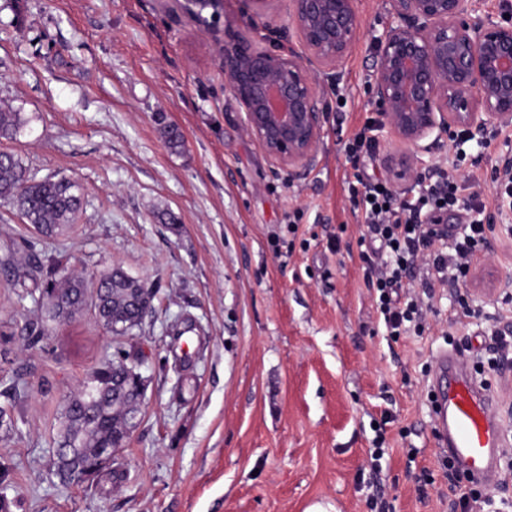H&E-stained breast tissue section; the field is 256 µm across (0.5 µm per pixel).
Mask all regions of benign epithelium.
Listing matches in <instances>:
<instances>
[{"label": "benign epithelium", "mask_w": 512, "mask_h": 512, "mask_svg": "<svg viewBox=\"0 0 512 512\" xmlns=\"http://www.w3.org/2000/svg\"><path fill=\"white\" fill-rule=\"evenodd\" d=\"M175 2L211 42L224 88L269 160L293 173L312 168L325 123L321 79L340 73L360 38L354 0H292L299 51L226 31L224 0ZM478 10V0H389L369 94L379 131L398 147L385 165L402 198L421 177V155L432 144L457 131L475 136L512 127V18L483 20ZM112 367L117 391L134 399L135 414L124 439L85 464L83 479L124 446L145 399L138 364L121 355Z\"/></svg>", "instance_id": "1"}]
</instances>
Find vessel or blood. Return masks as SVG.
<instances>
[{"instance_id":"b4317fda","label":"vessel or blood","mask_w":512,"mask_h":512,"mask_svg":"<svg viewBox=\"0 0 512 512\" xmlns=\"http://www.w3.org/2000/svg\"><path fill=\"white\" fill-rule=\"evenodd\" d=\"M434 364V439L473 479L492 480L500 446L493 399L456 358L443 353Z\"/></svg>"}]
</instances>
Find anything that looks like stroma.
I'll use <instances>...</instances> for the list:
<instances>
[{"instance_id": "obj_1", "label": "stroma", "mask_w": 512, "mask_h": 512, "mask_svg": "<svg viewBox=\"0 0 512 512\" xmlns=\"http://www.w3.org/2000/svg\"><path fill=\"white\" fill-rule=\"evenodd\" d=\"M355 6L361 37L324 88L316 163L295 176L246 132L207 38L171 0H0V104L26 119L0 152L81 187L76 222L42 248L41 280L118 266L154 293L124 334L87 310L35 340L40 311L17 298L28 268L0 269V393L15 420L0 435V494L14 512H370L376 480L389 512H448L470 485L433 437L429 387L446 350L486 381L503 432L498 479L469 512H512V372L486 348L512 322V300L486 293L512 271V215L498 214L490 178L512 156V128L434 150L498 229L468 279L436 285L422 334L389 336L363 277L344 153L374 115L371 35L389 4ZM224 24L298 43L290 0L256 19L224 0ZM118 352L147 381L138 427L114 462L61 484V408Z\"/></svg>"}]
</instances>
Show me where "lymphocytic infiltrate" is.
<instances>
[{"label": "lymphocytic infiltrate", "instance_id": "f902f5d3", "mask_svg": "<svg viewBox=\"0 0 512 512\" xmlns=\"http://www.w3.org/2000/svg\"><path fill=\"white\" fill-rule=\"evenodd\" d=\"M376 144L359 132L346 147L353 169L349 184L351 201L363 214L367 245L362 253L364 279L378 300L376 312L390 336H400L405 324L415 332L424 330V313L415 296L400 298L402 279L416 263H424L432 279L467 278L480 248L495 232L484 202L462 197V186L454 173L439 172L428 196L400 200L387 181L367 172L364 162L373 158ZM458 209L470 213L464 235L451 248L441 245L446 232L439 225L442 213Z\"/></svg>", "mask_w": 512, "mask_h": 512}]
</instances>
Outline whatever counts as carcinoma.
<instances>
[{
  "label": "carcinoma",
  "mask_w": 512,
  "mask_h": 512,
  "mask_svg": "<svg viewBox=\"0 0 512 512\" xmlns=\"http://www.w3.org/2000/svg\"><path fill=\"white\" fill-rule=\"evenodd\" d=\"M23 125L20 113L0 105V137L15 135ZM2 201L15 204L25 223L36 231L37 236L22 239L20 246V251L33 256L43 240L63 234L75 223L81 195L75 181L66 177L37 180L18 158L7 153L0 160ZM106 273L102 285L105 289L103 303L94 308L98 321L110 329L112 318L131 321L135 318V310L129 303L128 284L122 269L111 268ZM84 290L83 279L79 277L52 280L43 286V291L50 295L73 294L79 311L86 303ZM60 322V315L51 303L44 302L41 316L31 327V333L45 336ZM113 380L112 362L109 361L95 369L64 403L59 440L67 442L81 461L87 460L93 450L104 448L121 437L126 426L130 402L126 397L112 395Z\"/></svg>",
  "instance_id": "obj_1"
}]
</instances>
